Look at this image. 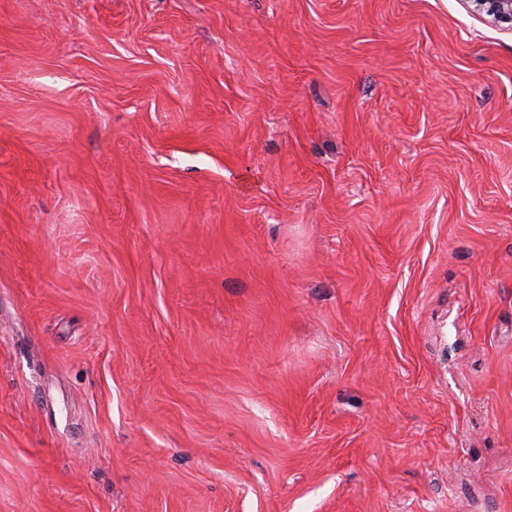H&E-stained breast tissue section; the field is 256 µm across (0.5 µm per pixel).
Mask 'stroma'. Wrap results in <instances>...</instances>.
Returning <instances> with one entry per match:
<instances>
[{
    "label": "stroma",
    "instance_id": "obj_1",
    "mask_svg": "<svg viewBox=\"0 0 512 512\" xmlns=\"http://www.w3.org/2000/svg\"><path fill=\"white\" fill-rule=\"evenodd\" d=\"M0 512H512V33L0 0Z\"/></svg>",
    "mask_w": 512,
    "mask_h": 512
}]
</instances>
